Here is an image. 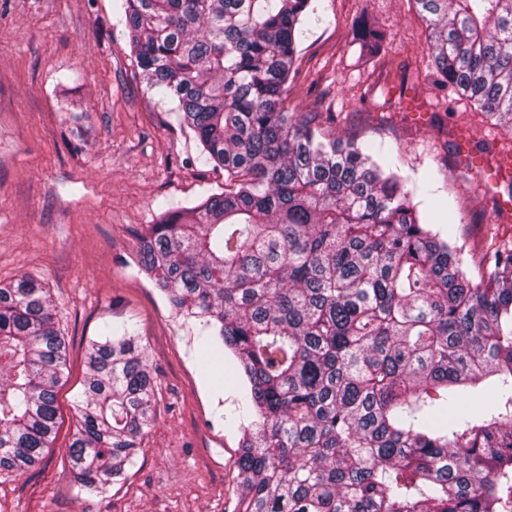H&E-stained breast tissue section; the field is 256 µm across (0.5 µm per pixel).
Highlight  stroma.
I'll list each match as a JSON object with an SVG mask.
<instances>
[{"mask_svg": "<svg viewBox=\"0 0 512 512\" xmlns=\"http://www.w3.org/2000/svg\"><path fill=\"white\" fill-rule=\"evenodd\" d=\"M365 21L385 35L371 54L354 42ZM299 50L290 111L332 113L337 136L382 145L479 280L483 255L512 247V221L496 209L512 189L479 190L458 140L512 155V131L440 87L414 0H311ZM411 99L423 116L409 112ZM197 153L172 103L137 74L122 0H0V282L43 280L67 348L56 438L26 473L0 472V512H232L240 380L131 262L163 211L223 184ZM108 325L140 336L156 420L125 477L89 495L68 446L86 350Z\"/></svg>", "mask_w": 512, "mask_h": 512, "instance_id": "stroma-1", "label": "stroma"}]
</instances>
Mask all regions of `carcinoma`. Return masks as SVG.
Returning a JSON list of instances; mask_svg holds the SVG:
<instances>
[{"label": "carcinoma", "instance_id": "cac0c4a2", "mask_svg": "<svg viewBox=\"0 0 512 512\" xmlns=\"http://www.w3.org/2000/svg\"><path fill=\"white\" fill-rule=\"evenodd\" d=\"M438 76L512 128V0H415ZM311 0H124L150 92L224 186L140 236L137 267L241 375L233 512H512V249L479 281L368 141L290 112ZM43 283L0 285V470L56 436L67 355ZM92 343L68 457L126 474L155 419L135 338Z\"/></svg>", "mask_w": 512, "mask_h": 512}]
</instances>
